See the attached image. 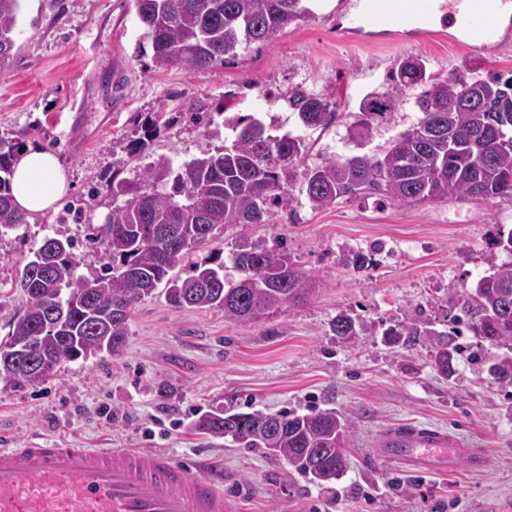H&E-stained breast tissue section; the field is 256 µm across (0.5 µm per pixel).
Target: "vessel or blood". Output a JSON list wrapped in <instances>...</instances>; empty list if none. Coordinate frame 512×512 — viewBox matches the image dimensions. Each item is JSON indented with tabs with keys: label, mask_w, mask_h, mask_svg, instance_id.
Listing matches in <instances>:
<instances>
[{
	"label": "vessel or blood",
	"mask_w": 512,
	"mask_h": 512,
	"mask_svg": "<svg viewBox=\"0 0 512 512\" xmlns=\"http://www.w3.org/2000/svg\"><path fill=\"white\" fill-rule=\"evenodd\" d=\"M512 0H354L350 25L404 24L447 17L470 46L499 32ZM382 459L420 473L445 474L459 464L478 470L486 457L457 436L426 425L392 424L376 440ZM224 470L180 463L130 448H0V512H235L224 494Z\"/></svg>",
	"instance_id": "1"
}]
</instances>
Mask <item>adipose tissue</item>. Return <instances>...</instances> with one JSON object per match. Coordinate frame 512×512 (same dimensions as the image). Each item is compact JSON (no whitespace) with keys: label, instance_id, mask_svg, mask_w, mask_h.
Instances as JSON below:
<instances>
[{"label":"adipose tissue","instance_id":"ef3b65f1","mask_svg":"<svg viewBox=\"0 0 512 512\" xmlns=\"http://www.w3.org/2000/svg\"><path fill=\"white\" fill-rule=\"evenodd\" d=\"M68 184L55 156L40 147H27L14 163L12 193L16 203L35 214L51 208L67 192Z\"/></svg>","mask_w":512,"mask_h":512}]
</instances>
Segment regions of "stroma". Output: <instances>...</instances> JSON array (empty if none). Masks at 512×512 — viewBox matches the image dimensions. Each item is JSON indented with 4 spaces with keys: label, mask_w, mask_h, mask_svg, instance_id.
Here are the masks:
<instances>
[{
    "label": "stroma",
    "mask_w": 512,
    "mask_h": 512,
    "mask_svg": "<svg viewBox=\"0 0 512 512\" xmlns=\"http://www.w3.org/2000/svg\"><path fill=\"white\" fill-rule=\"evenodd\" d=\"M312 17L271 44H253L224 64L188 74L151 69L138 55L143 39L128 0H22L16 53L0 68V138L54 153L69 185L85 197L83 221L103 223L112 209L109 177L129 178L136 161L126 146L134 121L155 112L176 122L151 144L153 155L188 160L227 144L224 120L236 115L287 116L307 138L303 167L358 150L379 153L417 122L414 96L376 125L364 148L348 135L361 100L388 88L387 74L408 58L430 72L468 68L478 75L512 70V35L476 50L440 22L346 30L348 0H309ZM300 84L336 103L327 130L304 128L288 106ZM63 204L30 216L23 236L0 237V283L11 284L29 249L45 236L73 237L59 224ZM512 230V199L454 200L381 207L340 200L314 210L299 203L274 223L216 229L214 247L232 253L239 238L287 244L291 255L326 279L302 308L248 323L218 310L176 311L161 294L134 308L123 350L68 364L45 383H0V448L34 442L80 448L161 451L178 462L224 463V492L240 512H502L512 505V387L499 386L476 362L484 344L458 337L455 373L440 376L429 346L387 344L385 330L417 319L448 331L454 298L485 275V258ZM495 251V250H494ZM369 255L365 264L351 255ZM356 335L331 330L337 314ZM234 393L241 411L350 414V467L322 488L261 449L192 429L199 413ZM402 421L447 429L482 449L485 467L419 477L381 460L379 431Z\"/></svg>",
    "instance_id": "35a3bbf8"
}]
</instances>
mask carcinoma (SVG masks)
Segmentation results:
<instances>
[{"label": "carcinoma", "instance_id": "cac0c4a2", "mask_svg": "<svg viewBox=\"0 0 512 512\" xmlns=\"http://www.w3.org/2000/svg\"><path fill=\"white\" fill-rule=\"evenodd\" d=\"M151 49V67L206 69L237 55L242 46L267 45L309 10L302 0H128ZM21 0H0V65L12 57ZM391 95L364 98L353 124V139L363 142L373 126L395 108L400 97L422 88L419 121L399 132L380 154L338 156L298 176L307 153L305 139L274 133L251 116L227 120L232 144L174 165L172 158L148 152L154 135L175 118L157 116L137 126L129 153L145 161L132 179H112V197L123 198L89 239L110 259L103 273L78 272L71 238L46 236L29 252L11 287L24 298L10 312L7 336L0 339V381L14 387L47 382L62 365L116 353L125 344L132 310L144 297L162 290L175 310L209 308L247 323L304 306L325 280L299 265L288 248H271L241 238L226 266L216 249L202 261L190 258L212 242L218 227L269 224L293 213L299 187L313 210L333 207L342 198H375L381 205L417 206L438 201L490 202L512 198V75L485 77L457 72L441 76L419 59L404 61L391 74ZM288 104L307 127L336 119L327 97L296 86ZM24 144L0 138V236L28 224L29 213L11 192L13 164ZM489 273L471 291L457 296L455 332H438L421 320L390 326L385 336L404 348L423 340L434 369L455 372L459 347L454 336L468 330L499 350L489 372L503 387L512 386V263L487 256ZM338 336H353L346 314L332 321ZM46 357L37 371L10 358ZM237 397L224 408L201 415L194 430L231 438L245 448H260L282 459L310 482L324 486L339 479L349 459L352 418L334 408L275 413L237 411Z\"/></svg>", "mask_w": 512, "mask_h": 512}]
</instances>
